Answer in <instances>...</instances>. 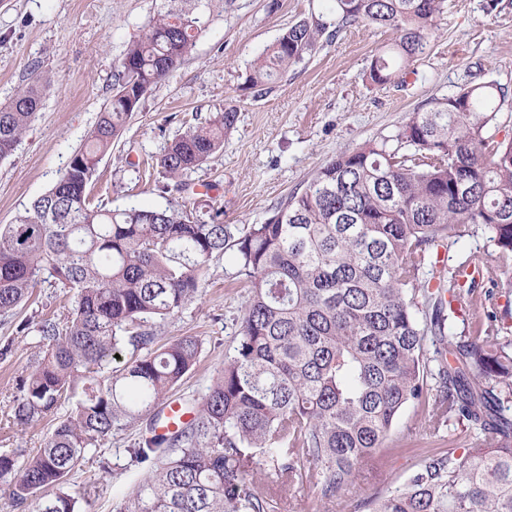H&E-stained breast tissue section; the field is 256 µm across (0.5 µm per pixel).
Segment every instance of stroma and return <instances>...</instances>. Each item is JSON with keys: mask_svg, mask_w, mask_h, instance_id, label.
I'll return each mask as SVG.
<instances>
[{"mask_svg": "<svg viewBox=\"0 0 512 512\" xmlns=\"http://www.w3.org/2000/svg\"><path fill=\"white\" fill-rule=\"evenodd\" d=\"M204 30L180 68L153 86L121 138L97 166L88 191L108 209H185L193 220H219L236 228L260 224L274 206L303 190L314 172L339 152L368 140L391 136L439 98L470 82L494 81L512 89V0L485 13L484 0H444L426 55L405 81L372 83L376 50L391 32L374 26L343 31L321 41L317 51L281 73L262 95L242 85L251 62L290 25L324 12L326 0H207ZM165 0H0V104L37 80L41 109L16 149L0 160V224L16 216L52 188L73 154L86 142L111 98L114 73L128 42ZM236 107L238 120L224 136V148L188 173L177 190L164 178L139 180L133 162L160 156L175 135ZM497 247L483 229L466 232L447 249L449 265L491 262ZM249 293L232 254L210 260L197 297L157 329L159 343L196 336L202 350L194 367L170 393L193 406L201 402L232 355L239 339L238 315ZM72 294L54 278L41 281L29 301L0 323V450L36 455L52 430L44 419L7 427L21 379L39 349L26 321L66 316ZM420 407L399 415L383 448L355 474L347 492L327 512H359L374 494L404 486L423 457L467 448L475 436L448 430L423 435ZM150 421L113 429L90 449L70 478L67 492L87 497L86 512H114L115 503L150 464L131 466V448L148 434Z\"/></svg>", "mask_w": 512, "mask_h": 512, "instance_id": "1", "label": "stroma"}]
</instances>
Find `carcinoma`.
Wrapping results in <instances>:
<instances>
[{
	"instance_id": "1",
	"label": "carcinoma",
	"mask_w": 512,
	"mask_h": 512,
	"mask_svg": "<svg viewBox=\"0 0 512 512\" xmlns=\"http://www.w3.org/2000/svg\"><path fill=\"white\" fill-rule=\"evenodd\" d=\"M115 67V91L144 92L173 74L202 33L200 4L169 0ZM329 14L290 26L251 64L244 89L260 94L288 66L352 26L392 31L369 79L413 72L426 54L443 0H328ZM508 92L468 84L415 112L395 135L325 162L262 224L240 234L175 208L110 210L88 186L139 110L112 98L86 145L53 187L11 224H0V317L11 318L46 272L75 291L69 315L27 323L42 356L19 385L8 425L45 417L43 449L0 453L9 500L36 512H82L64 491L86 451L112 429L158 418L169 391L196 364L197 336L157 345V327L198 295L206 263L234 250L252 288L240 340L192 418L170 434L151 429L130 449L152 463L121 512H275L267 478L309 489L316 505L349 489L383 447L400 412L425 407L422 431L449 424L477 432L470 448L423 458L406 485L367 498V512H512V337L497 316H474L478 279L460 263L437 265L438 248L480 226L498 253L481 279L512 288V137L490 134ZM32 83L0 107V159L12 154L41 107ZM238 112L226 108L177 136L157 159L181 180L222 149ZM129 350L134 359L112 366ZM76 399L75 407L59 411Z\"/></svg>"
}]
</instances>
